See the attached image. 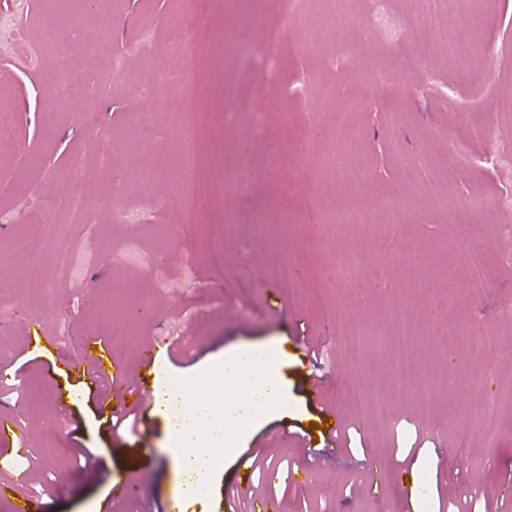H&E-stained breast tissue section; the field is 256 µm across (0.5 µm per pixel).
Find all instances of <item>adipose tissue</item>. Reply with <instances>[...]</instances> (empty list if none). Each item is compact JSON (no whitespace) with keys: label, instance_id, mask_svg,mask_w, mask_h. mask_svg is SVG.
Masks as SVG:
<instances>
[{"label":"adipose tissue","instance_id":"adipose-tissue-1","mask_svg":"<svg viewBox=\"0 0 512 512\" xmlns=\"http://www.w3.org/2000/svg\"><path fill=\"white\" fill-rule=\"evenodd\" d=\"M220 383L224 389V408H210L195 419L177 426L172 436L178 447L207 438L212 447L232 451L245 426L267 412L275 397L276 377L271 356L253 360L235 356L220 367Z\"/></svg>","mask_w":512,"mask_h":512}]
</instances>
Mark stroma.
<instances>
[{"label":"stroma","mask_w":512,"mask_h":512,"mask_svg":"<svg viewBox=\"0 0 512 512\" xmlns=\"http://www.w3.org/2000/svg\"><path fill=\"white\" fill-rule=\"evenodd\" d=\"M58 2L0 0V94L15 107L14 143L0 158V254L27 236L34 255L32 266L0 283V363L22 377L20 386L0 388V414L28 428L40 472L57 479L46 512H134L111 489L132 475L143 439L155 452L144 497L159 508L178 500L182 512H226L224 488L234 482L245 491V512H411L415 485L422 512H452L471 479L485 488L475 499L479 507L512 486V408L503 410L495 437L471 430L485 401L506 392L503 379L512 373V264L498 260L512 244V0H496L486 14L467 0L458 18L473 25L476 40L465 71L449 64L444 31L424 28L413 0H385L402 24L394 39L376 35L351 50L347 29L310 43L294 22L251 33L253 50L240 57L224 52V37L236 27L231 0H98L93 10L75 0L83 27L61 33L64 48L50 57L42 51L44 22ZM298 11L347 14L358 29L372 27L375 16L372 0H299ZM104 12L111 35L88 49L83 32ZM199 27L210 40L195 74L210 89L215 130L205 161L225 177L211 186L196 226L179 221L185 188L176 139L164 142L172 174L137 182L130 171H152L154 157L127 154L123 141L153 130L148 105L157 94L177 106L183 58H173L162 78L153 77L151 61L168 55L174 42H191ZM110 58L139 81L115 84L102 66ZM73 70L84 74L85 96L68 110H51L48 98L62 93V77ZM374 71L387 81L371 80ZM314 83L320 93L305 94ZM346 109L355 138L333 162L327 130ZM313 112L323 128L310 127ZM256 120L278 135L276 152L251 140ZM453 143L463 153L439 165ZM94 161L103 174L81 182L78 168ZM350 162L366 173L362 195L401 193L398 212L373 210L366 226L333 223L352 202L343 178ZM438 191L448 204L431 205ZM48 193L56 199L51 212L41 207ZM471 197L499 206L463 210ZM246 220L264 225L263 236L240 238L236 226ZM354 237L370 242L358 261L359 289L325 262L345 258ZM60 246L72 254L69 265L52 259ZM461 249L485 255L480 292L454 260ZM270 250L296 260L292 286L270 279L258 262ZM407 302L415 306L422 348L416 371L462 369L461 357L440 355L434 338L454 321L465 336L492 337L487 374L464 390L442 385L357 418L347 389L367 386L376 402L394 374L388 352L360 359L339 339L370 313ZM129 314L136 317L133 336L107 340L102 324ZM34 319L54 351L27 339L24 327ZM95 341L111 342L132 385L165 375L186 383L225 355L276 349L279 403L241 434L237 454L208 466L207 497L186 494L198 468L177 467L169 452L170 401L139 414L137 432L114 431V399L65 368ZM173 341L184 345L180 358L158 357L148 369L140 364V350ZM316 344L320 369L307 352ZM31 385L44 392L35 404L26 398ZM264 445L278 449L267 468L281 476L259 492L257 474L239 461ZM68 448L89 449L93 467L61 473ZM309 448H332L336 456L315 465Z\"/></svg>","instance_id":"stroma-1"}]
</instances>
